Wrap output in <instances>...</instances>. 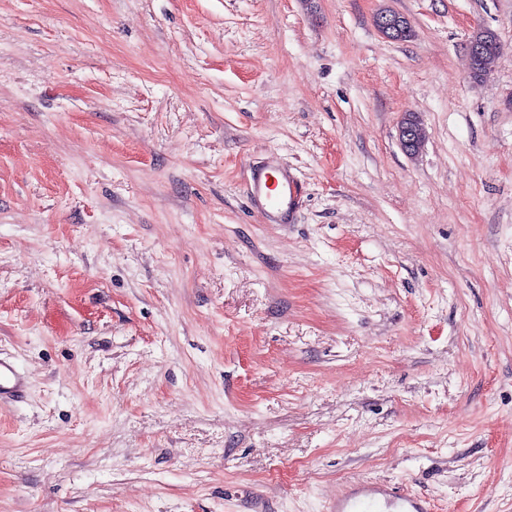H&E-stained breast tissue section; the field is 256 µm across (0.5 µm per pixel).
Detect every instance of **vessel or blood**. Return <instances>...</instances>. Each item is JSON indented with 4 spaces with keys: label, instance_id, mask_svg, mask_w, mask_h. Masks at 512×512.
<instances>
[{
    "label": "vessel or blood",
    "instance_id": "obj_1",
    "mask_svg": "<svg viewBox=\"0 0 512 512\" xmlns=\"http://www.w3.org/2000/svg\"><path fill=\"white\" fill-rule=\"evenodd\" d=\"M246 188L268 216L287 224L293 219L298 189L287 173L273 175L265 166H250ZM26 379L10 361L0 358V402L22 396ZM335 512H430L426 500L393 488L362 484L338 499Z\"/></svg>",
    "mask_w": 512,
    "mask_h": 512
}]
</instances>
